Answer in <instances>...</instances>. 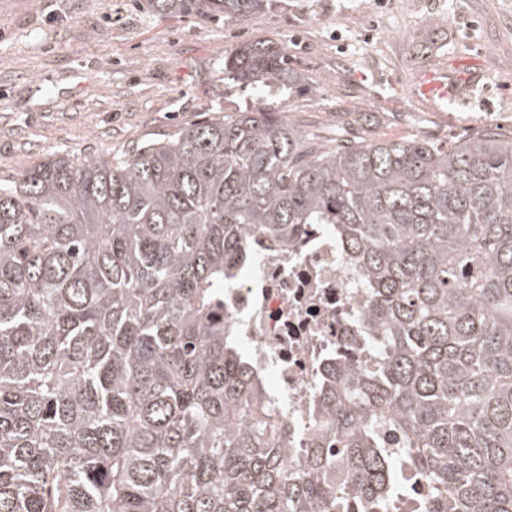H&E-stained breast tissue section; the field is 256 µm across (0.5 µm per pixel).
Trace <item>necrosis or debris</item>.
I'll return each instance as SVG.
<instances>
[{"label":"necrosis or debris","mask_w":512,"mask_h":512,"mask_svg":"<svg viewBox=\"0 0 512 512\" xmlns=\"http://www.w3.org/2000/svg\"><path fill=\"white\" fill-rule=\"evenodd\" d=\"M370 293L332 224L304 225L280 244L252 233L224 282V332L253 360L288 424V445L307 447L326 369L337 357L370 361L360 311Z\"/></svg>","instance_id":"1"}]
</instances>
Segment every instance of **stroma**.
Wrapping results in <instances>:
<instances>
[{"instance_id":"stroma-1","label":"stroma","mask_w":512,"mask_h":512,"mask_svg":"<svg viewBox=\"0 0 512 512\" xmlns=\"http://www.w3.org/2000/svg\"><path fill=\"white\" fill-rule=\"evenodd\" d=\"M247 17H160L138 0H0V174L50 154L121 155L266 101L321 143L487 125L512 138V0H271ZM283 46L301 83L225 86L224 51ZM431 65L448 109L415 101Z\"/></svg>"}]
</instances>
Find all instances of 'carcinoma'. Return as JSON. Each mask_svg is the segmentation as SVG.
<instances>
[{
    "label": "carcinoma",
    "instance_id": "carcinoma-1",
    "mask_svg": "<svg viewBox=\"0 0 512 512\" xmlns=\"http://www.w3.org/2000/svg\"><path fill=\"white\" fill-rule=\"evenodd\" d=\"M249 16L269 0H145ZM224 79L297 84L285 49ZM334 224L379 360L341 359L303 457L232 337L248 234ZM512 512V139L323 149L258 106L122 157L0 176V512Z\"/></svg>",
    "mask_w": 512,
    "mask_h": 512
}]
</instances>
